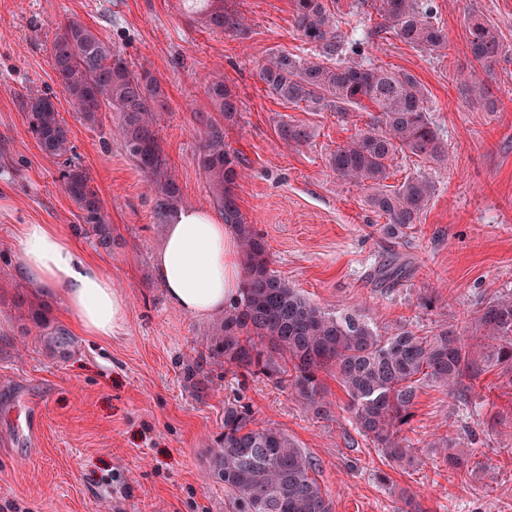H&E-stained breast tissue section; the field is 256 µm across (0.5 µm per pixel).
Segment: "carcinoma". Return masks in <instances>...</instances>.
<instances>
[{
  "mask_svg": "<svg viewBox=\"0 0 512 512\" xmlns=\"http://www.w3.org/2000/svg\"><path fill=\"white\" fill-rule=\"evenodd\" d=\"M214 30L239 33L242 16L224 9V0H184ZM381 19L376 33L394 34L414 49L436 52L446 33L430 0H359ZM294 24L306 45L303 57L288 51L271 56L258 71L266 90L305 112H334L339 117L372 103L377 115L336 146L328 159L336 175L368 191L366 203L386 218L380 231L389 239L409 235L437 188L424 174H414L397 187L385 184L400 155L441 165L448 160V143L432 121L428 90L410 72L395 70L362 56L359 42L341 30V15L326 0H293ZM466 40L473 60L491 73L506 53L498 30L470 13ZM353 53L361 60H348ZM56 80L81 120L94 124L102 108L118 114L116 136L149 179L157 214L177 213L183 197L169 172L156 130L163 92L148 70L129 68L101 36L81 21L67 19L52 43ZM210 102L233 119L239 105L224 83L208 82ZM28 125L41 151L59 158L72 151L69 130L50 97L34 95L27 102ZM279 139L298 149L314 134L302 123H283ZM213 199L240 236L244 280L239 297L213 323L205 350L186 359L183 376L195 391L211 381L221 364L262 373L288 383L290 394L317 417L330 413L319 374L329 370L349 398L357 433L368 438L390 461L405 466L414 448L411 430L418 392L425 387L454 392L467 371L477 372L484 350L512 368V293L500 294L478 310V336H465L457 327L438 325L419 332L402 326L382 334L362 312L319 306L270 268L263 237L241 213L235 186L243 176L239 155L226 149L214 131L197 155ZM64 190L83 213V231L101 247L112 245V225L88 173L76 164L62 172ZM448 466L460 469L467 461L440 441ZM210 468L224 483L231 512H332L331 500L319 485L317 463L276 427L254 423L250 406L237 397L224 403V435L212 449Z\"/></svg>",
  "mask_w": 512,
  "mask_h": 512,
  "instance_id": "obj_1",
  "label": "carcinoma"
}]
</instances>
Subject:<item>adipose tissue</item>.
I'll return each mask as SVG.
<instances>
[{
    "label": "adipose tissue",
    "instance_id": "ef3b65f1",
    "mask_svg": "<svg viewBox=\"0 0 512 512\" xmlns=\"http://www.w3.org/2000/svg\"><path fill=\"white\" fill-rule=\"evenodd\" d=\"M240 242L234 225L208 210L186 207L166 228L155 257L158 276L179 310L196 317L223 311L242 285ZM20 272L29 285L57 296L90 336L118 332L126 301L109 278L82 260L72 242L50 224L19 230Z\"/></svg>",
    "mask_w": 512,
    "mask_h": 512
}]
</instances>
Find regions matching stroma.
Listing matches in <instances>:
<instances>
[{
    "label": "stroma",
    "instance_id": "1",
    "mask_svg": "<svg viewBox=\"0 0 512 512\" xmlns=\"http://www.w3.org/2000/svg\"><path fill=\"white\" fill-rule=\"evenodd\" d=\"M432 6L448 38L437 52L374 36L376 22L363 14L345 29L370 45L373 59L417 75L448 143L447 165L394 161L389 184L421 171L438 187L413 234L394 242L380 233L383 219L364 190L328 164L368 113L305 112L269 95L257 77L270 53L301 45L292 0H224L245 20L241 37L209 29L183 0H0V512H229L209 450L224 431V402L234 397L318 463L333 512H403L405 490L421 512H512V369L495 360L481 362L479 378L463 377L456 393L423 390L412 420L416 459L407 468L355 432L332 373L321 375L335 404L326 418L308 412L287 385L232 366L216 367L204 397L187 389L181 361L202 348L210 321L169 301L154 268L166 225L149 182L112 133L115 112L103 110L93 125L79 118L51 53L61 22L75 18L160 80L168 106L159 143L186 205L217 209L196 156L220 132L243 159L237 203L264 237L272 269L314 303L362 311L382 331L471 328L481 303L512 291V0ZM471 12L509 47L489 74L467 50ZM212 74L236 94V121L209 104ZM481 82L497 111L473 96ZM36 92L51 97L68 126L74 160L109 216L111 249L80 233L82 212L59 180L63 163L46 156L28 128ZM286 121L313 129L309 146L296 151L279 139ZM24 224L55 225L112 280L127 301L116 335L81 333L56 297L22 278ZM392 258L407 265L406 277L378 284L375 269ZM58 328L70 346L49 345ZM441 438L461 451L466 471L450 470L433 449Z\"/></svg>",
    "mask_w": 512,
    "mask_h": 512
}]
</instances>
